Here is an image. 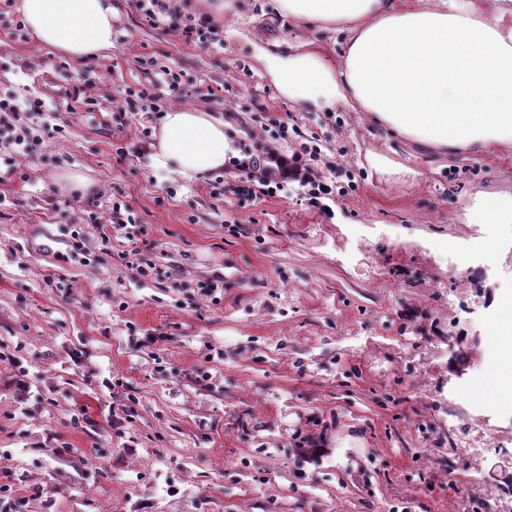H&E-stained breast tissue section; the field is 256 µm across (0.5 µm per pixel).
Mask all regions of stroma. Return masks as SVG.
Segmentation results:
<instances>
[{
    "instance_id": "35a3bbf8",
    "label": "stroma",
    "mask_w": 512,
    "mask_h": 512,
    "mask_svg": "<svg viewBox=\"0 0 512 512\" xmlns=\"http://www.w3.org/2000/svg\"><path fill=\"white\" fill-rule=\"evenodd\" d=\"M251 6L233 0L202 48L112 0V54L81 62L0 14V90L91 85L106 98L137 80L136 56L162 51L185 90L220 86L207 108L240 151L255 149L253 122L288 115L353 183L328 218L294 185L241 200L228 168L182 181L149 155L116 156L145 113L69 114L15 175L1 151L0 512H500L512 500V405L495 394L512 216L480 226L470 212L476 193L512 198V146L444 157L354 105L301 110L243 46L306 33L247 21ZM30 59L36 70L20 69ZM118 197L138 221L105 243L89 216L108 220ZM75 231L90 256L69 255ZM132 248L150 277L127 267ZM218 277L216 298L201 296Z\"/></svg>"
}]
</instances>
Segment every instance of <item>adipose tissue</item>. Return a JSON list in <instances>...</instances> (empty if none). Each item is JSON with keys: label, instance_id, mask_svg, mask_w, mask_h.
I'll list each match as a JSON object with an SVG mask.
<instances>
[{"label": "adipose tissue", "instance_id": "ef3b65f1", "mask_svg": "<svg viewBox=\"0 0 512 512\" xmlns=\"http://www.w3.org/2000/svg\"><path fill=\"white\" fill-rule=\"evenodd\" d=\"M37 45L73 61L113 47L110 0H20ZM270 14L315 37L248 42L281 94L302 108L359 105L390 136L440 154L512 144V0H271ZM223 118L163 112L156 168L192 181L239 154Z\"/></svg>", "mask_w": 512, "mask_h": 512}]
</instances>
